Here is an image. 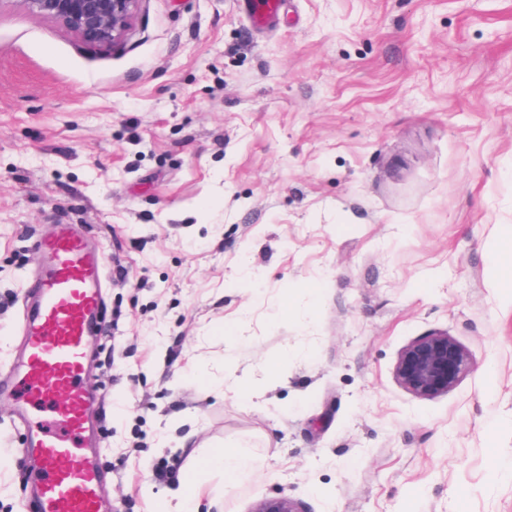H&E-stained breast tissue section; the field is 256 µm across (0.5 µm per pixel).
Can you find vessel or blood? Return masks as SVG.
I'll list each match as a JSON object with an SVG mask.
<instances>
[{
  "label": "vessel or blood",
  "mask_w": 512,
  "mask_h": 512,
  "mask_svg": "<svg viewBox=\"0 0 512 512\" xmlns=\"http://www.w3.org/2000/svg\"><path fill=\"white\" fill-rule=\"evenodd\" d=\"M36 248L44 264L26 285L23 353L6 367L24 428L16 454L39 464L26 509L105 512V475L89 449L95 399L84 385L88 344L104 327L105 252L69 224L39 237Z\"/></svg>",
  "instance_id": "obj_1"
}]
</instances>
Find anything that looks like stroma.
<instances>
[{
  "mask_svg": "<svg viewBox=\"0 0 512 512\" xmlns=\"http://www.w3.org/2000/svg\"><path fill=\"white\" fill-rule=\"evenodd\" d=\"M51 224L129 272L88 380L109 512L186 478L212 512H512V0H140L113 47L0 0V364ZM439 331L473 367L421 399L395 365ZM23 433L0 395V512ZM221 446L240 481L199 471ZM204 467H218L224 470V480L236 482L238 478L253 467L252 460L241 453L228 450L217 451L203 460ZM251 512H303L299 503L288 496L265 497L256 501Z\"/></svg>",
  "mask_w": 512,
  "mask_h": 512,
  "instance_id": "35a3bbf8",
  "label": "stroma"
}]
</instances>
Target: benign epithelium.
<instances>
[{
    "label": "benign epithelium",
    "mask_w": 512,
    "mask_h": 512,
    "mask_svg": "<svg viewBox=\"0 0 512 512\" xmlns=\"http://www.w3.org/2000/svg\"><path fill=\"white\" fill-rule=\"evenodd\" d=\"M39 15L59 22L87 45L118 44L127 35L141 0H25ZM472 368L468 351L446 333H432L405 346L395 377L412 395L431 399L448 393ZM251 512H302L288 496L265 497Z\"/></svg>",
    "instance_id": "benign-epithelium-1"
}]
</instances>
